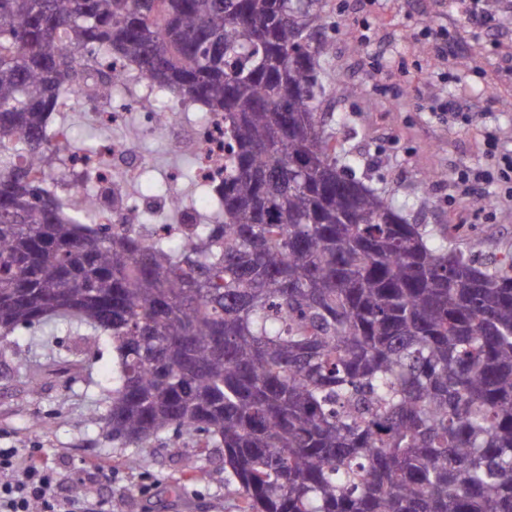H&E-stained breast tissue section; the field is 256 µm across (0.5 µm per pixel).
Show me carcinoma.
Returning a JSON list of instances; mask_svg holds the SVG:
<instances>
[{
	"mask_svg": "<svg viewBox=\"0 0 512 512\" xmlns=\"http://www.w3.org/2000/svg\"><path fill=\"white\" fill-rule=\"evenodd\" d=\"M0 0V346L54 323L116 353L100 416L220 448L240 512H512V253L408 221L344 174L323 0ZM224 113V219L103 224L61 102L103 56ZM204 453L185 468L205 479Z\"/></svg>",
	"mask_w": 512,
	"mask_h": 512,
	"instance_id": "carcinoma-1",
	"label": "carcinoma"
}]
</instances>
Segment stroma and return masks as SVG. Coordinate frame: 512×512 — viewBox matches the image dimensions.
Here are the masks:
<instances>
[{
	"mask_svg": "<svg viewBox=\"0 0 512 512\" xmlns=\"http://www.w3.org/2000/svg\"><path fill=\"white\" fill-rule=\"evenodd\" d=\"M493 12L489 32L467 23L460 0H325L333 50L322 62L319 107L357 177H369L410 222L447 225L454 243L480 241L486 258L512 251V203L486 217L475 199L458 195L453 175L484 163L485 131L512 149V0H495ZM434 32L450 52L435 48ZM344 85L353 93L341 95ZM448 94L470 103L475 126L431 115L432 99ZM140 148L157 187L167 171L193 166L162 140ZM113 365L106 338L85 341L63 326L16 329L0 355V448L36 449L71 487L111 470L112 512H238L221 449L205 461L206 480L183 466L201 437L168 432L146 448L104 439L91 416L106 409L102 386Z\"/></svg>",
	"mask_w": 512,
	"mask_h": 512,
	"instance_id": "obj_1",
	"label": "stroma"
}]
</instances>
